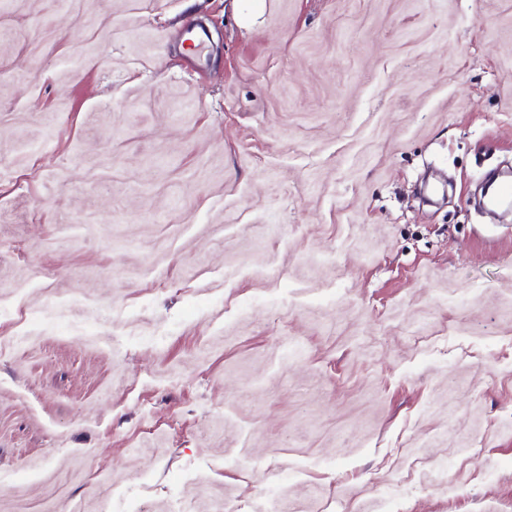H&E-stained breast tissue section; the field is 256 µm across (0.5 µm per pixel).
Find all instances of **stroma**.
Returning <instances> with one entry per match:
<instances>
[{
  "label": "stroma",
  "mask_w": 512,
  "mask_h": 512,
  "mask_svg": "<svg viewBox=\"0 0 512 512\" xmlns=\"http://www.w3.org/2000/svg\"><path fill=\"white\" fill-rule=\"evenodd\" d=\"M0 0V512H512V0Z\"/></svg>",
  "instance_id": "stroma-1"
}]
</instances>
